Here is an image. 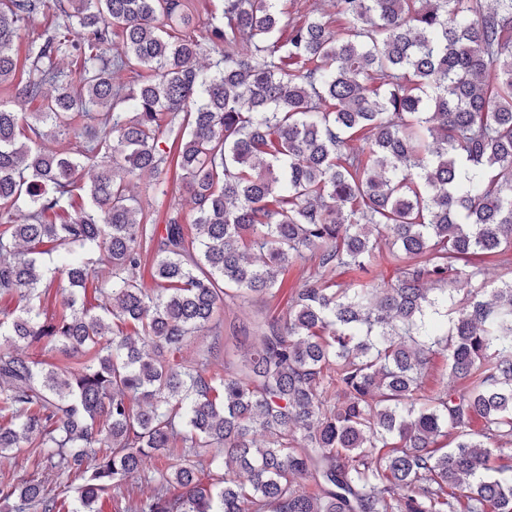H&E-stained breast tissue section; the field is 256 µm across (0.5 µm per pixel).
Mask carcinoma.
Listing matches in <instances>:
<instances>
[{"instance_id":"1","label":"carcinoma","mask_w":512,"mask_h":512,"mask_svg":"<svg viewBox=\"0 0 512 512\" xmlns=\"http://www.w3.org/2000/svg\"><path fill=\"white\" fill-rule=\"evenodd\" d=\"M288 2L0 0V455L83 478L11 512H512V0ZM170 182H169V193L167 196H162L158 198V200L155 203V223L160 224V228L163 227V224H165L167 215L169 212L170 207L173 204L179 203V206L183 207V212L186 217V221L190 222L191 220V212H190V205L187 201V197L182 194V191L179 188L178 182L173 180L172 171L168 175Z\"/></svg>"}]
</instances>
